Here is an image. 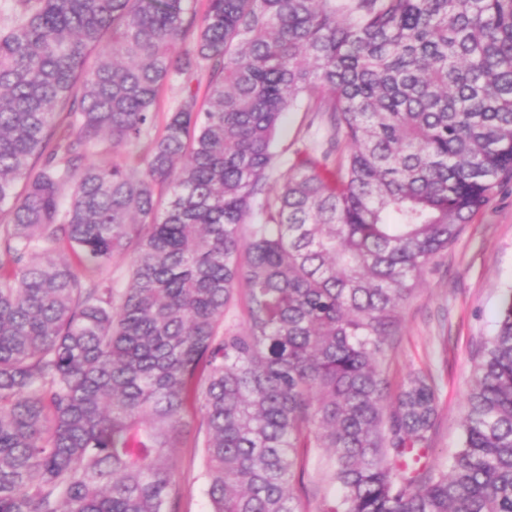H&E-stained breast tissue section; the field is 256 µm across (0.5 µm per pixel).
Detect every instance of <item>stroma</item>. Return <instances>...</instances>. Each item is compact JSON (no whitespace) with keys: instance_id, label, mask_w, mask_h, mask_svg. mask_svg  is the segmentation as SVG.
I'll use <instances>...</instances> for the list:
<instances>
[{"instance_id":"1","label":"stroma","mask_w":512,"mask_h":512,"mask_svg":"<svg viewBox=\"0 0 512 512\" xmlns=\"http://www.w3.org/2000/svg\"><path fill=\"white\" fill-rule=\"evenodd\" d=\"M305 107L286 113L276 136L279 171L293 151L313 139L316 129ZM512 289V180L495 189L487 204L464 225L459 238L425 267L419 285L404 300L383 363L389 398H396L409 373L432 372L438 419L430 463L447 466L462 434L461 417L472 369L492 334L505 293ZM184 512H207L200 449H175ZM303 483L292 486L303 512H320L342 491L331 478L329 452L314 448L304 456Z\"/></svg>"}]
</instances>
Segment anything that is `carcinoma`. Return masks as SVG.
I'll return each mask as SVG.
<instances>
[{
	"label": "carcinoma",
	"instance_id": "1",
	"mask_svg": "<svg viewBox=\"0 0 512 512\" xmlns=\"http://www.w3.org/2000/svg\"><path fill=\"white\" fill-rule=\"evenodd\" d=\"M192 2L0 9V512H181L189 411L209 512H300L303 448L333 451L321 512H512V291L448 469L415 457L432 380L387 412L380 370L423 268L512 179V0ZM173 82L144 166L89 161ZM305 97L321 141L273 190ZM116 254L115 295L86 272ZM130 274L129 259L124 256H114L108 263V266L103 270L102 274L95 273V277L106 278L108 282L112 283V288H123Z\"/></svg>",
	"mask_w": 512,
	"mask_h": 512
}]
</instances>
